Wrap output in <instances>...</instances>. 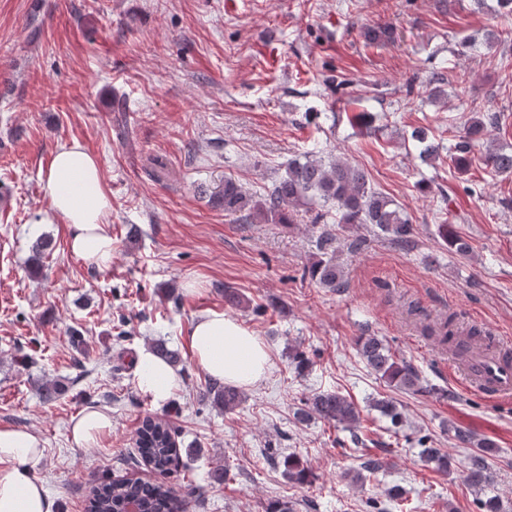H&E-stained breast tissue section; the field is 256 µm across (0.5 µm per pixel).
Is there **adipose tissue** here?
I'll return each mask as SVG.
<instances>
[{"mask_svg": "<svg viewBox=\"0 0 512 512\" xmlns=\"http://www.w3.org/2000/svg\"><path fill=\"white\" fill-rule=\"evenodd\" d=\"M42 191L52 216L68 224L70 248L99 268L112 262L107 231L111 197L97 159L78 143L60 144L46 173ZM198 365L213 379L248 388L262 381L270 367L263 342L236 319L221 313L198 318L191 334ZM137 385L155 401L169 400L179 387L175 371L152 353H140ZM43 455L33 433L0 428V512H53V502L31 466Z\"/></svg>", "mask_w": 512, "mask_h": 512, "instance_id": "adipose-tissue-1", "label": "adipose tissue"}]
</instances>
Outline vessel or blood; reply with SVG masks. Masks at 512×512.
I'll return each mask as SVG.
<instances>
[{"label": "vessel or blood", "mask_w": 512, "mask_h": 512, "mask_svg": "<svg viewBox=\"0 0 512 512\" xmlns=\"http://www.w3.org/2000/svg\"><path fill=\"white\" fill-rule=\"evenodd\" d=\"M457 375L467 391L491 398L512 397V338L493 332Z\"/></svg>", "instance_id": "obj_1"}]
</instances>
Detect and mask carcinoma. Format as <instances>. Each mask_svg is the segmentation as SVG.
<instances>
[{"label": "carcinoma", "mask_w": 512, "mask_h": 512, "mask_svg": "<svg viewBox=\"0 0 512 512\" xmlns=\"http://www.w3.org/2000/svg\"><path fill=\"white\" fill-rule=\"evenodd\" d=\"M362 36L368 43L388 41L393 38V29L366 28ZM490 127H501L500 115L490 113L484 119L474 116L469 119L462 132L453 136L448 145V158L455 170L464 173L469 169L474 150L484 141ZM411 139L422 145L421 158L428 160L437 154L436 147L428 143L425 129H414ZM484 164L494 176H511L512 150H489L484 156ZM213 203L224 209V214L228 216L263 224H292L294 211L304 207L308 212L316 211L313 220L315 224L334 212L336 223L370 224L377 232L398 244H406L414 236L413 225L393 200L370 187L363 169L341 158L326 163L320 158L313 159L308 155L303 161L296 159L288 162L285 175L258 200L247 195L235 179L226 178L224 188L214 198ZM440 234L456 254L465 255L469 252L466 240L458 235L448 234V225H442ZM52 250V242L47 238L38 240L32 246V275L41 274L43 259ZM308 274L324 288L338 290L344 287L343 271L331 258H321L313 262ZM425 334L442 346H450L452 352L461 358L465 357L469 344L483 340L481 330L476 327L461 330L452 316L435 327H425ZM358 347L367 366L389 385L415 393L429 392V389L422 386L420 376L413 367L403 360H397L377 337L360 338ZM65 392L67 385L60 379L47 380L39 387L40 398L45 402L54 401ZM209 394L212 395L213 404L226 411L234 410L241 401L240 392L232 387L214 385ZM307 413L351 431L353 445L364 443L358 434L360 412L347 397L339 393L317 394L307 401ZM453 439L456 447L471 450L467 482L478 490L493 484L494 471L488 459L494 445L489 441L475 439L470 432L461 428L454 429ZM136 445L141 458L153 469L161 472L180 453L169 424L150 416L143 419L138 429ZM420 446L426 461L437 472L448 473L453 465V458L448 453L433 447L426 437L420 440ZM285 468L290 480L297 483L309 480L310 472L300 457H288ZM192 495L191 491L179 495L163 482L138 479L101 482L90 489L87 512H125L130 503L137 506L138 512H187Z\"/></svg>", "instance_id": "carcinoma-1"}]
</instances>
